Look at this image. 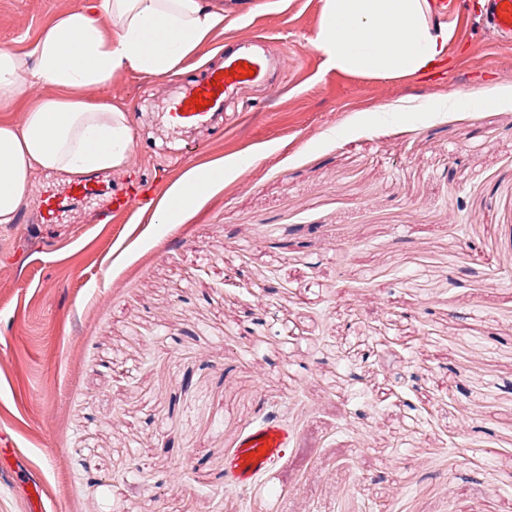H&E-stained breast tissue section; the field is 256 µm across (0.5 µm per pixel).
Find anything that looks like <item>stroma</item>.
I'll return each mask as SVG.
<instances>
[{"label":"stroma","mask_w":512,"mask_h":512,"mask_svg":"<svg viewBox=\"0 0 512 512\" xmlns=\"http://www.w3.org/2000/svg\"><path fill=\"white\" fill-rule=\"evenodd\" d=\"M86 2L0 0V50ZM209 2L224 25L182 80L228 38L282 65L182 134L196 153L160 152L161 79L86 95L131 116L107 184L157 200L218 160L223 182L174 226L96 223L99 197L41 224L74 178L36 172L0 225V512L34 484L55 512H512V42L478 0H429L442 66L347 74L315 45L324 0ZM272 411L292 445L239 484L225 464Z\"/></svg>","instance_id":"obj_1"}]
</instances>
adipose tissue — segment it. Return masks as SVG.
<instances>
[{"mask_svg": "<svg viewBox=\"0 0 512 512\" xmlns=\"http://www.w3.org/2000/svg\"><path fill=\"white\" fill-rule=\"evenodd\" d=\"M204 0H101L57 18L29 59L0 50V107L14 104L28 84L61 89L26 110L22 126L0 122V224H13L29 177L44 170L68 175L122 168L133 138L127 112L84 100L115 72L157 78L184 72L185 62L222 24ZM448 29L432 22L427 0H324L316 46L337 71L398 77L433 69ZM224 178V166L188 170L157 209L164 223H183L202 189Z\"/></svg>", "mask_w": 512, "mask_h": 512, "instance_id": "1", "label": "adipose tissue"}]
</instances>
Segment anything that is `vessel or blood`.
I'll list each match as a JSON object with an SVG mask.
<instances>
[{"label":"vessel or blood","instance_id":"b4317fda","mask_svg":"<svg viewBox=\"0 0 512 512\" xmlns=\"http://www.w3.org/2000/svg\"><path fill=\"white\" fill-rule=\"evenodd\" d=\"M487 18L499 38L512 39V0H488ZM277 68V60L263 52L261 37L231 40L224 45L222 62L208 69L202 78L185 83L181 93L170 101L166 120L175 132L209 126L223 111L228 95L268 82ZM200 95L209 99L202 108L194 102ZM145 197L146 188L140 178H133L121 191L110 194L105 214L115 217L134 212ZM290 443L288 433L277 422L268 421L241 441L230 468L239 479H248L283 459Z\"/></svg>","mask_w":512,"mask_h":512}]
</instances>
